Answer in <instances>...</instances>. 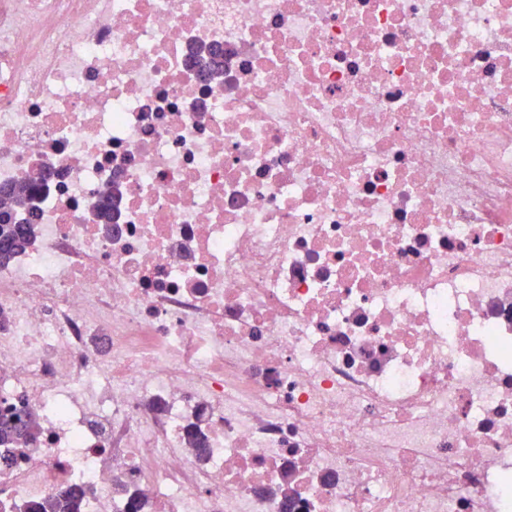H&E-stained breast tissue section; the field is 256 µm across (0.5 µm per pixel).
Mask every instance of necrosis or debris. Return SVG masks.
Masks as SVG:
<instances>
[{
    "instance_id": "4bbe7bcc",
    "label": "necrosis or debris",
    "mask_w": 512,
    "mask_h": 512,
    "mask_svg": "<svg viewBox=\"0 0 512 512\" xmlns=\"http://www.w3.org/2000/svg\"><path fill=\"white\" fill-rule=\"evenodd\" d=\"M24 179L0 512H512V0H0ZM38 435L39 424L34 414L15 407L4 409L0 414V459L8 465L18 462L22 448L34 445ZM84 491L70 488L35 506V512H82Z\"/></svg>"
}]
</instances>
